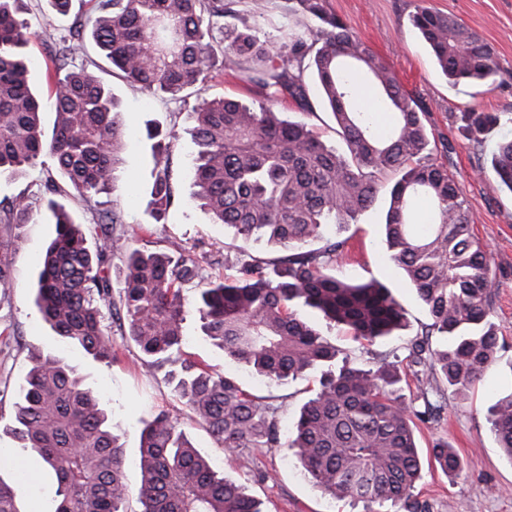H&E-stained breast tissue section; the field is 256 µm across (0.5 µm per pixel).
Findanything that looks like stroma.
Wrapping results in <instances>:
<instances>
[{
    "instance_id": "obj_1",
    "label": "stroma",
    "mask_w": 512,
    "mask_h": 512,
    "mask_svg": "<svg viewBox=\"0 0 512 512\" xmlns=\"http://www.w3.org/2000/svg\"><path fill=\"white\" fill-rule=\"evenodd\" d=\"M453 15L489 42L497 55L499 71L492 85L452 84L438 70L434 59L410 24L419 3ZM328 11L348 27L391 67L406 90L428 110L427 130L435 143L432 158L447 166L466 198L471 229L485 246L491 263L492 297L490 320L506 357H512V192L501 188L490 168L491 153L501 138H512V0H325ZM236 26H248L263 39L282 42L293 19L285 0H264L262 14H254L252 0H239ZM46 0H25L24 19L34 37L28 47L33 60L30 79L39 92L47 90L52 42L70 26V19H47ZM97 76L111 85L119 104L118 118L125 132L122 161L116 172L118 189L102 196L104 207L120 211L123 222L115 229L122 248L114 252L108 274L119 283L126 251L190 253L203 257V274L215 279L236 274L239 244L232 228L213 223L210 215L192 200L194 144L192 106L159 98H147L137 86L126 82L109 63H101ZM205 96H230L259 102L258 90L233 78L230 68L214 65L201 86ZM313 115H304L294 103L282 107L283 117L307 119L326 143H337L336 123L310 90ZM476 108L500 112L504 118L476 145L462 129L461 112ZM174 129L177 141L171 153L173 201L167 220L149 223L146 210L154 181L149 126ZM44 176L33 169L18 179L0 178V199L26 194L36 200L31 224L26 225L11 256L12 287L0 297V476L20 482L27 512H49L56 489L54 473L33 455L20 450L4 431L13 414L20 385L39 354H53L78 369L84 382L99 394L112 417L113 431L124 454V472L130 489L140 484L138 468L140 431L144 421L166 412L180 425L202 454L225 477L241 483L262 500L268 512H364V506L336 500L314 488L302 475L288 448H245L233 453L218 447L198 423L191 410L173 391L169 373L173 363L148 365L137 346L123 336L118 320L105 318L112 347V362H97L78 348L60 342L42 320L34 304V284L41 258L55 235L53 217L40 204ZM386 195H379L356 223L342 228L351 252L336 268L337 276L354 282L378 280L391 287L406 311L408 326L399 336L360 353L346 331L321 324L324 335L350 354L357 366L371 368L387 354L406 357L410 342L427 321L416 291L389 257L385 243ZM187 357L212 371L235 378L244 389L277 406L281 432H289L303 402L319 386V372L285 385L264 378L225 358L221 349L202 333L199 316L187 310L183 323ZM512 392V371L499 364L488 369L464 394L450 397L439 417L418 424L422 449L439 440L449 442L464 465L461 477L451 479L427 468L415 493L430 512H512V460L508 459L486 420L487 410L500 397Z\"/></svg>"
}]
</instances>
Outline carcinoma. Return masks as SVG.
Returning <instances> with one entry per match:
<instances>
[{
    "label": "carcinoma",
    "mask_w": 512,
    "mask_h": 512,
    "mask_svg": "<svg viewBox=\"0 0 512 512\" xmlns=\"http://www.w3.org/2000/svg\"><path fill=\"white\" fill-rule=\"evenodd\" d=\"M21 2L0 0V176L39 166L47 173L46 191L77 196L91 210L98 194L115 191L123 150L117 102L109 85L73 61L88 33L97 52L146 94L196 96V202L243 241L263 239L282 251L267 261L243 259L237 274L214 280L203 276L196 256L130 251L116 310L148 364L183 355L182 288L196 285L203 334L225 357L276 384L322 372L284 441L275 408L222 373L184 364L175 391L218 446L293 448L304 477L335 499L361 502L366 512L381 502L427 512L413 495L422 472L416 421L432 417L438 403L469 387L503 355L489 320L490 259L472 233L453 175L432 160L422 104L381 56L327 11L325 0H288V14L314 27L307 35L288 32V42L275 52L256 34L224 23L238 0H93L83 21L56 42L49 74L55 123L47 140L41 98L29 84L33 33L19 18ZM411 23L452 83H487L496 75L494 48L453 16L419 5ZM218 54L248 63L239 78L258 89L262 102L196 95ZM308 70L336 121V147L307 123L276 112L287 99L312 110ZM356 72L366 75L389 109L383 132L377 115L358 102ZM462 121L468 138L480 144L500 124V114L472 109ZM148 137L155 140L148 215L161 224L173 199L169 161L176 135L156 128ZM491 168L512 192V139L498 142ZM383 191L389 195L390 258L428 317L410 343L417 381L410 401L398 364L383 358L373 368L355 366L303 316L306 308L320 312L363 347L406 326L405 310L386 285L336 276L348 240L326 236L328 225L356 220ZM421 201L430 209L425 223L418 218ZM49 209L55 236L42 258L35 304L65 344L95 360L110 359L103 307L112 305L107 270L122 216L95 210L100 234L92 243V230L63 206L51 200ZM32 217L25 194L0 200V288L11 287L10 256ZM488 421L512 459V393L490 406ZM5 429L54 472L53 512H128L124 448L101 399L76 368L52 354L36 358ZM428 464L453 478L464 470L443 440L430 448ZM139 469L141 512H264L242 485L215 471L165 413L141 431ZM0 512H25L18 484L1 476Z\"/></svg>",
    "instance_id": "cac0c4a2"
}]
</instances>
